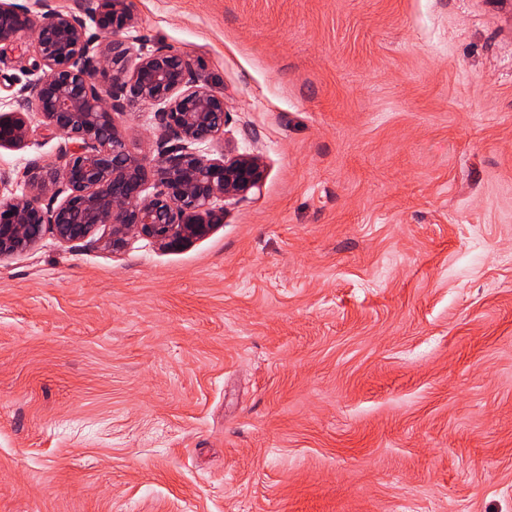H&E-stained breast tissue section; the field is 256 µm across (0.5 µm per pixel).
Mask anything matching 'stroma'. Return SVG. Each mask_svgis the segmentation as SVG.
<instances>
[{"mask_svg":"<svg viewBox=\"0 0 512 512\" xmlns=\"http://www.w3.org/2000/svg\"><path fill=\"white\" fill-rule=\"evenodd\" d=\"M130 6L263 190L178 250L0 257V512H512V0ZM155 113L114 122L152 153ZM30 123L18 191L65 143Z\"/></svg>","mask_w":512,"mask_h":512,"instance_id":"1","label":"stroma"}]
</instances>
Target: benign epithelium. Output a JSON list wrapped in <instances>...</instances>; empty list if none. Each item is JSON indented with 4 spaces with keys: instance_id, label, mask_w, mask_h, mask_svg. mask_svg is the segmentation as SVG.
<instances>
[{
    "instance_id": "benign-epithelium-1",
    "label": "benign epithelium",
    "mask_w": 512,
    "mask_h": 512,
    "mask_svg": "<svg viewBox=\"0 0 512 512\" xmlns=\"http://www.w3.org/2000/svg\"><path fill=\"white\" fill-rule=\"evenodd\" d=\"M77 5L112 34L106 46L72 11L48 9L31 28L28 10L0 0V46L31 38L33 67L43 71L22 89L19 109L0 113V148L26 144L31 104L46 129L66 139L59 163L29 167L24 194L0 173V257L24 253L46 235L66 245L93 241L102 227L114 250L134 237L175 250L209 235L219 222L216 202L261 192L263 160L228 148L218 158L204 154L201 145L224 134V95L199 85L198 62L167 45L135 53L121 37L134 23L127 0ZM133 101L159 105L153 155L114 124L113 113Z\"/></svg>"
}]
</instances>
